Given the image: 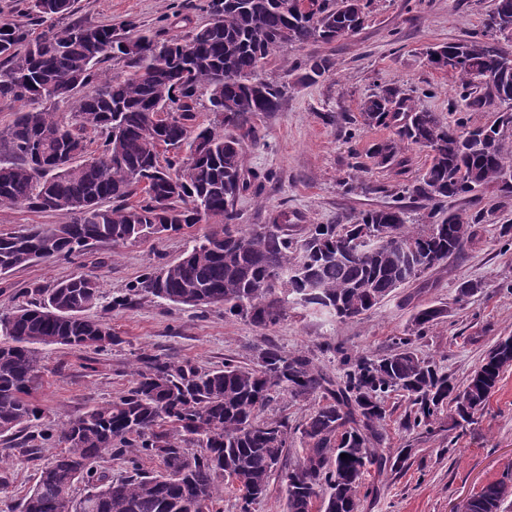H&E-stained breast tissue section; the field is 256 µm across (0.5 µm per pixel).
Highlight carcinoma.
<instances>
[{"mask_svg": "<svg viewBox=\"0 0 512 512\" xmlns=\"http://www.w3.org/2000/svg\"><path fill=\"white\" fill-rule=\"evenodd\" d=\"M309 2L304 9L301 0H211L210 22L170 38L137 33L132 23L121 37L110 26L60 25L75 0H28V22L1 18L0 98L43 102L85 94L71 123L33 107L16 113L0 135V207L24 205L68 218L0 235V275L103 243L120 247L209 224L182 259L145 273L131 292L190 307L220 304L269 329L292 302L341 321L358 319L461 253L487 215L452 212L448 201L490 185L512 198V151L503 147L512 127V52L502 47L512 44V0H495L470 39L427 50L432 63L462 48L448 74L470 105L506 106L497 123L469 130L389 87L358 105L362 126L393 129L370 148L377 165H389L412 145L427 151L425 168L401 193L425 202L428 222L410 224L404 207L385 206L347 224H313L299 239L288 233V211L270 224L244 225L236 203L259 181L246 169L242 140L254 134V116L277 111L284 97L282 86L259 77L261 64L285 46L330 44L354 34L368 14V0ZM43 24L47 29L32 36L30 26ZM186 45L192 54L182 53ZM114 58L124 63L126 77L99 79V65ZM293 67L315 81L332 62L311 56ZM202 89L213 114L205 127L198 122ZM88 130L102 138L93 155L87 154ZM198 138L209 143L203 158L193 150ZM170 150L173 156H165ZM480 290L479 282L463 281L455 301ZM35 295L26 306L0 312V436L41 418L30 400L41 372L38 346L99 351L118 342L107 323L84 316L100 299L96 280L78 275ZM442 316L440 307L418 311L412 335L395 337L390 352L377 359L324 344L342 365L336 381L307 352L286 353L273 344L253 365L228 360L212 371L141 355L126 394L30 436L62 450L41 469L20 512H212L226 484L238 512H252L274 475L286 512H312L317 503L324 512H357L366 473L397 471L405 463L403 453L383 448L385 397H413L416 409L403 425L429 432L447 402L455 420H471L512 366V336L500 337L467 384L456 388L413 348V339ZM280 394L318 403L295 428L260 421L262 408ZM295 442L303 456L287 467L284 453ZM190 446L195 453L187 452ZM104 455L125 458L129 475L114 481L97 474L96 460ZM144 458L158 459L160 470L142 468ZM80 481L87 491L77 499L73 487ZM510 500L512 474L506 473L474 496L473 512H502Z\"/></svg>", "mask_w": 512, "mask_h": 512, "instance_id": "cac0c4a2", "label": "carcinoma"}]
</instances>
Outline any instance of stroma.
Returning <instances> with one entry per match:
<instances>
[{
	"instance_id": "obj_1",
	"label": "stroma",
	"mask_w": 512,
	"mask_h": 512,
	"mask_svg": "<svg viewBox=\"0 0 512 512\" xmlns=\"http://www.w3.org/2000/svg\"><path fill=\"white\" fill-rule=\"evenodd\" d=\"M494 0H371L369 17L358 33L332 44L284 48L262 64L261 78L286 85L278 111L259 113L256 138L243 140L248 168L268 173L260 193L243 194L237 209L245 224H263L287 208L297 235L314 224L345 222L358 213L393 204L399 187L412 182L426 163V152L414 147L404 165L377 167L368 150L392 136V129L364 127L357 122L358 104L378 87L414 91L422 108L444 121L463 120L467 128L492 124L493 107L448 109L459 101L460 88L431 64L427 47L458 42L478 32ZM75 20L119 28L182 35L210 18L209 0H76ZM330 58L329 74L305 81L292 62L307 56ZM335 121H326V113ZM366 173L374 186L368 193H344L339 182ZM450 209L487 211L490 223L480 225L464 250L436 265L419 280L397 289L361 318L340 322L313 308L290 305L274 328L261 329L215 305L198 310L129 296V288L161 263L182 258L192 238L208 227L197 224L181 233L153 235L119 249L103 244L75 259L38 261L0 280V308L22 305L35 288H50L80 274L96 277L103 300L88 315L106 322L119 342L107 350L43 346L42 372L34 385L33 402L43 421L60 425L88 407L112 401L130 387V368L139 355L149 354L190 363L201 370L222 368L225 360L255 361L261 348L307 351L330 378L343 370L324 343L342 342L361 354H387L394 337L407 334L414 314L427 306L446 313L427 336L415 343L456 384H463L498 337L512 336V243L501 237L512 224V203L502 204L489 188L478 200L450 201ZM466 280L482 289L467 304L455 303V290ZM388 447L407 449L403 469L365 476L366 494L358 512H452L483 486L512 471V367L504 371L485 407L472 421L453 424L441 412L432 432L408 430L405 417L411 399L400 392L385 400ZM50 449L31 455L21 440L0 437V512H19L50 459Z\"/></svg>"
}]
</instances>
